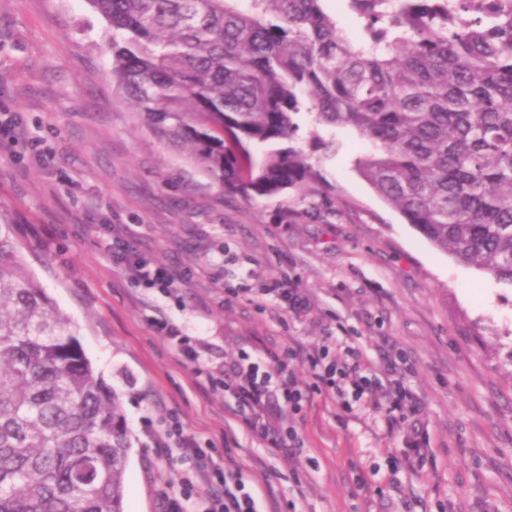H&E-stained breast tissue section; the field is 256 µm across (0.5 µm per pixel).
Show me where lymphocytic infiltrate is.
<instances>
[{
	"label": "lymphocytic infiltrate",
	"mask_w": 512,
	"mask_h": 512,
	"mask_svg": "<svg viewBox=\"0 0 512 512\" xmlns=\"http://www.w3.org/2000/svg\"><path fill=\"white\" fill-rule=\"evenodd\" d=\"M131 240L129 228L116 227L103 240L102 247L131 283L164 293L173 289L176 279L170 269L141 257ZM150 326L168 341L181 363L192 364L195 376H205L206 370L200 364L201 344L185 336L169 319H152ZM296 357L291 348L261 359L244 354L220 381L225 392L235 399L231 410L235 421L249 436L284 456L292 454L299 444L292 418L312 393L322 389L340 399L350 390L359 396L371 395L382 386L377 373L357 349H347L333 361L323 353H309L306 361L313 377L309 383L298 378L291 368ZM166 433L169 444L191 459L193 467L178 486L165 492L163 512H258L256 494L236 475L232 456H225L220 463L214 461L208 449L201 447L198 438L188 433L180 420L168 421ZM200 484L207 485L208 494L194 495V488Z\"/></svg>",
	"instance_id": "1"
}]
</instances>
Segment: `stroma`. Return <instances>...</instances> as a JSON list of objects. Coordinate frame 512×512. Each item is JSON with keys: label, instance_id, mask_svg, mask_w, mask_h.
Wrapping results in <instances>:
<instances>
[{"label": "stroma", "instance_id": "1", "mask_svg": "<svg viewBox=\"0 0 512 512\" xmlns=\"http://www.w3.org/2000/svg\"><path fill=\"white\" fill-rule=\"evenodd\" d=\"M106 21L88 0H0V113L17 112L48 152L0 146V222L79 329L131 432L125 512H161L191 463L157 454L176 415L223 461L234 400L179 365L147 326L162 315L231 365L244 352L359 348L407 398L387 416L365 396L314 394L301 446L233 448L261 512H512V286L438 251L358 175L350 128L302 118L298 146L335 136L317 161L328 189L250 200L225 191L154 133L116 91ZM49 228L54 240L25 232ZM126 224L141 256L177 275L173 296L129 282L100 247ZM290 276L310 308L226 301L228 288Z\"/></svg>", "mask_w": 512, "mask_h": 512}]
</instances>
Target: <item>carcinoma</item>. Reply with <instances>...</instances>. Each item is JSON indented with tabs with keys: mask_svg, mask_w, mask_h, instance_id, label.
I'll return each mask as SVG.
<instances>
[{
	"mask_svg": "<svg viewBox=\"0 0 512 512\" xmlns=\"http://www.w3.org/2000/svg\"><path fill=\"white\" fill-rule=\"evenodd\" d=\"M142 122L245 198L320 178L304 114L436 248L512 285V0H88ZM0 224V512H124L121 407Z\"/></svg>",
	"mask_w": 512,
	"mask_h": 512,
	"instance_id": "carcinoma-1",
	"label": "carcinoma"
}]
</instances>
